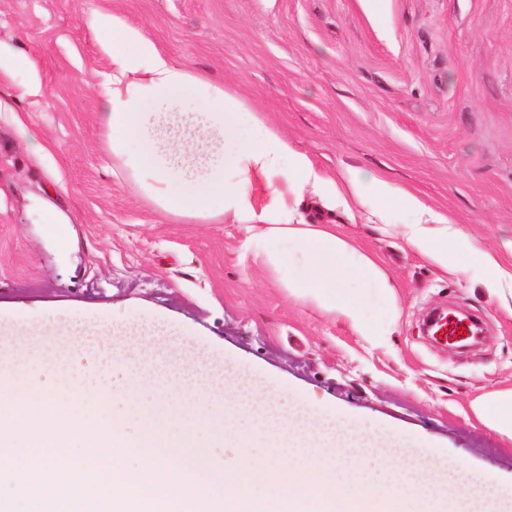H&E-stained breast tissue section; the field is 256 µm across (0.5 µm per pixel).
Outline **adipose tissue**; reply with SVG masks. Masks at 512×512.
I'll return each mask as SVG.
<instances>
[{"mask_svg":"<svg viewBox=\"0 0 512 512\" xmlns=\"http://www.w3.org/2000/svg\"><path fill=\"white\" fill-rule=\"evenodd\" d=\"M90 23L110 56L92 90L113 160L166 216L242 228V251L260 260L289 298L368 341L387 333L386 323L368 313L369 303L395 310L394 286L371 258L335 225L303 219L308 196L331 211L400 202L415 217L403 235L418 256L458 275L479 272L497 297L512 288V271L497 255L407 188L374 174L327 176L287 136L247 111L235 92L173 60L142 26L106 12L93 13ZM470 410L512 440V389L481 394Z\"/></svg>","mask_w":512,"mask_h":512,"instance_id":"obj_1","label":"adipose tissue"}]
</instances>
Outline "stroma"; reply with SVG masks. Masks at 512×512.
<instances>
[{
	"mask_svg": "<svg viewBox=\"0 0 512 512\" xmlns=\"http://www.w3.org/2000/svg\"><path fill=\"white\" fill-rule=\"evenodd\" d=\"M96 11L142 25L175 61L235 89L329 174L382 175L505 252L512 0H0V41L31 62L0 69V309L160 320L289 401L397 429L512 490V441L468 409L512 388V311L478 275L412 251L399 233L412 217L395 202L382 221L302 206L395 281L400 315L378 344L289 298L240 252L233 225L161 214L112 163L88 86L109 67L88 23ZM23 126L45 153L30 151ZM49 209L69 227L68 252L42 233ZM448 306L480 319L483 344L460 353L424 335L426 315Z\"/></svg>",
	"mask_w": 512,
	"mask_h": 512,
	"instance_id": "stroma-1",
	"label": "stroma"
}]
</instances>
